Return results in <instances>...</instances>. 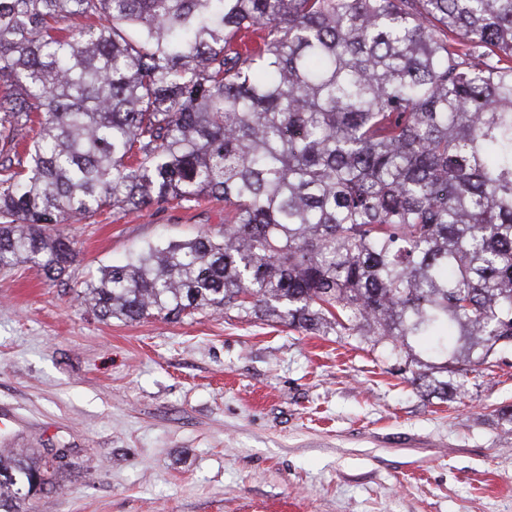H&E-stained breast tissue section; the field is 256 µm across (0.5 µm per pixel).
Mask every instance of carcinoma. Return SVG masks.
<instances>
[{
  "label": "carcinoma",
  "mask_w": 512,
  "mask_h": 512,
  "mask_svg": "<svg viewBox=\"0 0 512 512\" xmlns=\"http://www.w3.org/2000/svg\"><path fill=\"white\" fill-rule=\"evenodd\" d=\"M205 198L223 228L80 303L384 343L450 399L512 347V0H0V267L58 281L49 225ZM61 465L0 449V512Z\"/></svg>",
  "instance_id": "carcinoma-1"
}]
</instances>
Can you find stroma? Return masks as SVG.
Wrapping results in <instances>:
<instances>
[{"label": "stroma", "instance_id": "35a3bbf8", "mask_svg": "<svg viewBox=\"0 0 512 512\" xmlns=\"http://www.w3.org/2000/svg\"><path fill=\"white\" fill-rule=\"evenodd\" d=\"M224 204L64 225L63 282L0 268V448H65L30 512H512V349L444 402L358 338L202 312L104 322L76 293Z\"/></svg>", "mask_w": 512, "mask_h": 512}]
</instances>
